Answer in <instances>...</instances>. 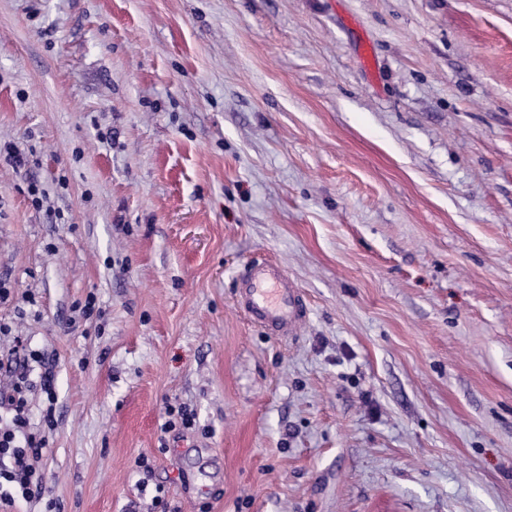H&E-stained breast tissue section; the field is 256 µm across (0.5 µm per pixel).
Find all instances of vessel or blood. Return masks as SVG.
I'll use <instances>...</instances> for the list:
<instances>
[{"label":"vessel or blood","mask_w":512,"mask_h":512,"mask_svg":"<svg viewBox=\"0 0 512 512\" xmlns=\"http://www.w3.org/2000/svg\"><path fill=\"white\" fill-rule=\"evenodd\" d=\"M237 304L252 322L278 336H293L306 313L299 292L268 262L251 265L241 275Z\"/></svg>","instance_id":"vessel-or-blood-1"}]
</instances>
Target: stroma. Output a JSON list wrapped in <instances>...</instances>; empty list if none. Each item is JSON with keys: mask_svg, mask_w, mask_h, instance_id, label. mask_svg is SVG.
Segmentation results:
<instances>
[{"mask_svg": "<svg viewBox=\"0 0 512 512\" xmlns=\"http://www.w3.org/2000/svg\"><path fill=\"white\" fill-rule=\"evenodd\" d=\"M8 145L0 323L56 401L0 512H512V0H0ZM237 304L252 322L277 336H293L306 313L299 292L268 262L251 265L241 275Z\"/></svg>", "mask_w": 512, "mask_h": 512, "instance_id": "1", "label": "stroma"}]
</instances>
